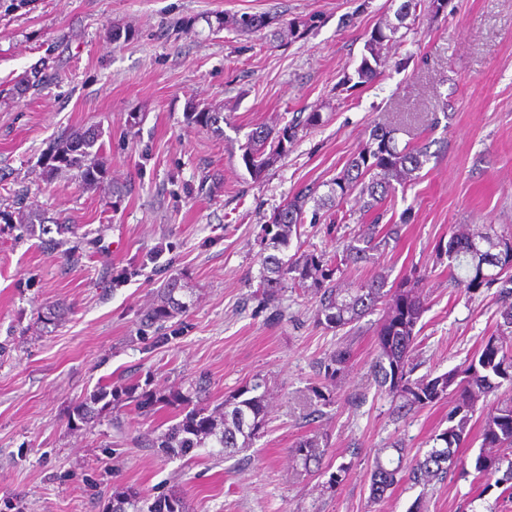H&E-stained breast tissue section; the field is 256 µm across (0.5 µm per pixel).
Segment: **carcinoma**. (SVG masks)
Wrapping results in <instances>:
<instances>
[{"label":"carcinoma","instance_id":"carcinoma-1","mask_svg":"<svg viewBox=\"0 0 512 512\" xmlns=\"http://www.w3.org/2000/svg\"><path fill=\"white\" fill-rule=\"evenodd\" d=\"M421 5V0H402L394 16L396 22L381 23L368 34L366 54L354 71L344 75L341 85L363 86L374 81L388 62V49L403 39L399 31L405 20ZM218 28H229L242 35L269 31L277 40L293 43L305 38L316 26V16L306 15L289 21L275 13L232 14L217 19ZM48 80L42 69H31L18 77L12 87L14 97L20 99ZM188 123L206 130H221L224 113L187 104ZM322 122V113H307L302 123L293 121L280 128L258 126L247 134L242 160L250 175L262 178L266 171L288 155V145L298 137L300 128H313ZM396 129L376 122L368 139L348 159L343 169L326 185L305 184L273 210L262 225L263 245L261 268L256 294L264 304L278 306L283 293L298 289L312 295L317 302L316 316L320 324L340 333L336 348L317 363L322 386L312 389L313 397L323 405L334 401L338 381L351 364V344L356 325L375 311H382L375 328V356L371 376L379 391L391 398L393 412L403 417L448 397L453 403L448 410V427L432 438V445L423 454L408 457L404 442L397 440L391 449L381 448L376 453L370 472V496L381 500L404 480L424 487L445 481L456 473L461 477L471 474L488 480L482 489L503 488L512 496V458L499 454L501 448H512V231L499 230L493 224L454 230L448 240H439L433 246L434 264L445 266L453 287L473 296L482 288H498L499 306L496 331L483 340L471 357L457 367L437 373L428 370L414 376L417 366L413 353L418 337L417 325L426 312L423 282L426 275L416 271L387 284V276L380 274L364 282H344L345 270L361 263L376 264L384 253L397 246L404 224L385 219L384 205L396 191V186L412 180L416 172L431 160L432 142L399 146ZM101 133L94 129L67 130L51 139L41 154V177L50 180L67 170L86 186H93L107 175L101 160L102 147L97 145ZM326 186L328 190L320 192ZM356 196L359 211L371 217V223L344 241L342 250L329 254L325 251L296 252L287 260L279 253L287 249L293 233L305 222L307 212L311 221L324 213L337 212L351 196ZM313 209H308V205ZM179 282L172 278L161 288L162 300L147 311L140 320L142 339L151 344H165L183 333L180 325H171L162 331L164 323L183 308L174 298ZM496 406L489 412H480L479 404L499 391ZM268 383L254 376L241 388L211 408L192 405V398L206 400L208 381L200 378L190 384L187 393L177 389L161 398L140 384L98 389L86 402L76 408L80 419L91 413V406L109 398L117 405L125 400L134 402L140 413L148 414L159 404L180 409L182 419L152 440V445L167 454L179 455L192 448H216L221 456L240 452L252 446L264 429L268 414ZM478 429L479 453L469 464L459 456V449L469 441L473 429ZM328 442L313 435L299 437L288 449L296 470L313 475L323 469ZM494 483H489V480ZM140 496L128 492L112 501V512L138 509ZM147 512H185L183 500L165 495L157 498Z\"/></svg>","mask_w":512,"mask_h":512}]
</instances>
